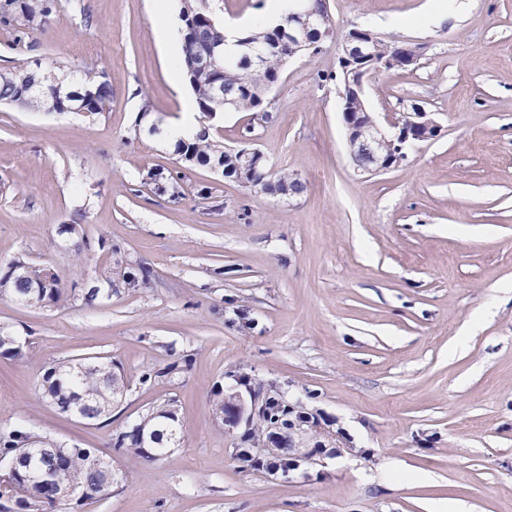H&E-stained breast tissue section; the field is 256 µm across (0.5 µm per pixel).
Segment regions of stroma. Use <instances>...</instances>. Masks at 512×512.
<instances>
[{
	"mask_svg": "<svg viewBox=\"0 0 512 512\" xmlns=\"http://www.w3.org/2000/svg\"><path fill=\"white\" fill-rule=\"evenodd\" d=\"M427 3L328 0L337 34L356 24L422 48L365 84L379 122L416 103L442 124L398 167L355 170L332 44L290 59L266 119L225 113V148L260 149L306 183L289 200L167 147L185 88L151 0H54L45 30L0 25V70L37 59L77 79L103 70L111 87L93 118L0 103V263L22 256L75 286L63 307L0 296V328L25 343L0 356V432L89 449L121 477L66 512H512V0H469L452 28L390 26ZM138 265L151 281L133 292L122 273ZM92 357L128 391L88 423L39 383ZM261 381L328 433L285 476L240 468L238 431L212 415L214 390ZM168 401L183 431L168 458L115 448Z\"/></svg>",
	"mask_w": 512,
	"mask_h": 512,
	"instance_id": "1",
	"label": "stroma"
}]
</instances>
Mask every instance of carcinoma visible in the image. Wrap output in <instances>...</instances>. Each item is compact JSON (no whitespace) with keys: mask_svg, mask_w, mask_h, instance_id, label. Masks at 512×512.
<instances>
[{"mask_svg":"<svg viewBox=\"0 0 512 512\" xmlns=\"http://www.w3.org/2000/svg\"><path fill=\"white\" fill-rule=\"evenodd\" d=\"M50 0H0V19L4 23L16 18L31 30L43 29L50 20ZM179 12L195 16V27L182 41V59L186 60L208 54L212 49L223 51L224 26L209 10L208 0H181ZM249 40L257 49L264 51L263 65L257 69L248 65L241 57L221 56L218 68L201 72L195 76L185 75L198 109L202 116L207 112L224 109L213 93L214 84H224V100L232 103L236 112H258L261 100L257 91L267 82L279 81L288 53L303 51L299 45L290 46L270 29L253 31ZM33 72L26 67H15L0 72V101L25 107L49 109L60 103L73 104L72 95L79 89L62 88L54 84H42L43 96L31 98L27 87ZM94 97L81 102V107L92 115L103 112L102 104L110 98V86L100 72L87 79ZM182 160L189 164H210L228 168L226 176L238 178L234 166L235 154L224 149L220 142L203 133L191 140H182L176 146ZM255 188L270 196L301 195L305 184L288 171H280L272 178L264 171L255 170L248 175ZM125 288L138 291L147 287L148 272L139 267L123 272ZM0 294L9 295L30 307H63L72 298V289L66 281L48 267L36 265L17 257L0 264ZM0 355L12 358L24 355L18 337L5 328H0ZM80 370L68 364L58 363L44 373L40 388L43 396L60 412L72 414L81 406L88 422H96L112 412V405L126 390L125 378L112 362L97 357L83 359ZM302 416L289 419L273 411L260 410L250 429L242 434L243 448H266L271 433L277 428L290 429L293 424L303 422ZM144 431L132 434L118 433L115 447L135 454L146 461H154L171 455L170 435L179 431L176 415L171 403L152 410L143 420ZM14 464L12 472L0 481V496L11 494L26 512H62L67 498L52 487L43 477L48 471H59L62 486L69 488L83 501H92L108 496L119 483V478L107 476L104 465L85 448H66L49 436L34 435L19 430L0 433V458Z\"/></svg>","mask_w":512,"mask_h":512,"instance_id":"obj_1","label":"carcinoma"}]
</instances>
